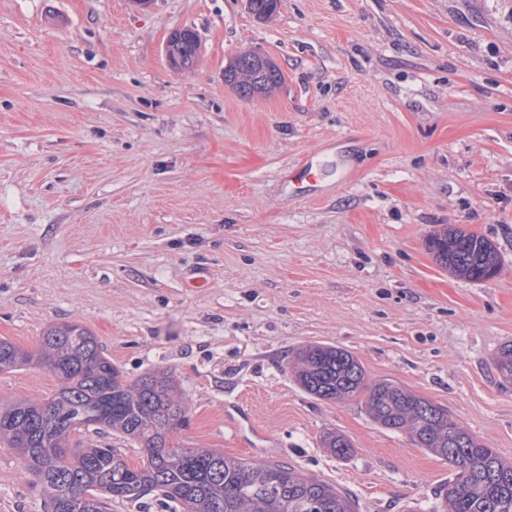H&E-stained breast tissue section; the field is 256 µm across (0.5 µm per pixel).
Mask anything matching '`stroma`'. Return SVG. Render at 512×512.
<instances>
[{
    "label": "stroma",
    "mask_w": 512,
    "mask_h": 512,
    "mask_svg": "<svg viewBox=\"0 0 512 512\" xmlns=\"http://www.w3.org/2000/svg\"><path fill=\"white\" fill-rule=\"evenodd\" d=\"M181 28L201 56L175 71ZM255 49L282 83L244 98L224 68ZM311 155L320 187L293 196ZM447 225L489 240L497 274L438 265L426 240ZM63 321L127 379L172 374L171 444L288 464L357 512H435L454 469L364 396L303 391V345L347 349L512 459L494 367L512 341V0H281L267 20L245 0H0V340L34 351ZM58 387L0 373V402ZM330 429L348 457L322 448ZM0 512H47L3 444ZM167 59L174 61V67L186 69L192 67L201 52V41L195 31L189 28L176 29L171 32L167 44Z\"/></svg>",
    "instance_id": "obj_1"
}]
</instances>
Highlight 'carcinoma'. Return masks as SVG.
Masks as SVG:
<instances>
[{
	"instance_id": "carcinoma-1",
	"label": "carcinoma",
	"mask_w": 512,
	"mask_h": 512,
	"mask_svg": "<svg viewBox=\"0 0 512 512\" xmlns=\"http://www.w3.org/2000/svg\"><path fill=\"white\" fill-rule=\"evenodd\" d=\"M260 20L277 12L280 0H246ZM167 59L192 67L201 52L197 33L171 32ZM282 80L276 63L254 52L239 54L224 68V82L243 96L269 94ZM426 246L456 277L481 281L494 276L500 258L482 236L446 226ZM36 363L50 368L61 386L47 401L14 400L0 408V444L13 448L25 471L35 475L48 512H108L111 502L159 496L169 512H355L353 500L334 486L284 463L250 462L207 448H179L170 434L186 421L177 384L165 370L130 381L107 357L96 337L66 321L44 333L37 354L0 340V373ZM512 381V341L495 362ZM297 384L309 395L344 402L366 391L365 411L376 425L406 434L419 447L455 469L438 512H512V462L452 417L448 409L389 379L368 381L360 361L341 347L318 343L299 349L291 363ZM85 417L103 433L120 434L142 449L147 463L132 467L118 448L74 440L73 426ZM322 445L338 457L351 453L343 435L329 431Z\"/></svg>"
}]
</instances>
